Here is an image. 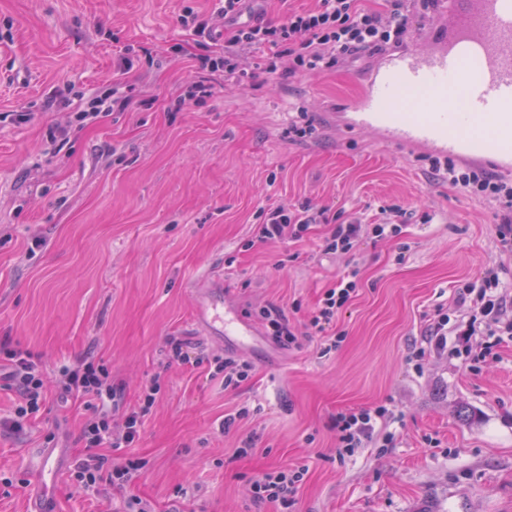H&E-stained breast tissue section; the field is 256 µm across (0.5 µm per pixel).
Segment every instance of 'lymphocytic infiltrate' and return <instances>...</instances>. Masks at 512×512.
<instances>
[{"instance_id":"1","label":"lymphocytic infiltrate","mask_w":512,"mask_h":512,"mask_svg":"<svg viewBox=\"0 0 512 512\" xmlns=\"http://www.w3.org/2000/svg\"><path fill=\"white\" fill-rule=\"evenodd\" d=\"M247 2L224 0L222 10L214 17L186 12L183 23L197 34L209 31L216 21L224 23L222 52L196 58L202 76L192 85L190 96H211L206 75L219 68L224 71L225 81L243 84L260 72L291 77L321 74L375 57L388 46L410 41L415 25L424 19V10L432 5V0H315L313 7L288 10L278 22L259 18L247 23L241 19ZM425 170L432 179L479 197L494 208L499 252L498 259L484 267L478 283L465 284L454 298L455 309L469 313L467 324L451 323L447 312L437 311L425 331L429 347L444 348L449 337L474 336L482 328L511 336L512 295L502 291L500 281L506 259L512 258V182L449 160H429ZM326 213L325 207L309 201L295 207L269 208L257 227L256 237L262 242L299 240L312 225L325 223L329 229L322 252L337 256L353 252L363 239L393 238L403 229V211L398 207L382 208L377 222L371 224L351 217L332 225ZM357 275L354 268L343 274L333 288L324 292L309 318L312 334L327 336L325 351L337 347V337L327 335L326 330L339 310L356 295ZM0 367L5 370L6 387L14 396L9 416L0 419V432L18 433L26 422L37 418L47 402L44 373L31 351L8 345L0 348ZM58 387L64 395L98 404L95 416L81 430L84 448L70 471L73 485L104 493L132 483L139 475V462L112 460L103 447L109 443L117 448L138 439L143 417L154 405L159 385L151 384L139 410L127 413L119 425L112 422V407L120 399L121 389L114 386L106 368L78 360L63 369ZM388 414V408L383 406L338 413V456L376 440ZM307 471L302 464L258 475L252 481L254 495L285 510L294 503Z\"/></svg>"}]
</instances>
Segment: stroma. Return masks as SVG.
<instances>
[{
	"label": "stroma",
	"instance_id": "stroma-1",
	"mask_svg": "<svg viewBox=\"0 0 512 512\" xmlns=\"http://www.w3.org/2000/svg\"><path fill=\"white\" fill-rule=\"evenodd\" d=\"M220 7L0 0V343L38 353L51 394L23 434L0 438V512H26L20 483L48 448L62 471L46 512H120L131 495L158 512L174 501L185 512H279L254 499L252 479L297 464L308 472L288 512H512V341L481 357L458 353L452 336L422 366L411 360L426 316L497 257L492 210L429 180L415 154L327 130L325 112L354 97L371 60L293 79L261 73L243 87L218 70L212 96L186 99L194 55L221 40L181 17ZM114 93L130 107L92 116ZM300 107L314 137L288 134ZM54 127L67 133L53 142ZM307 199L368 223L397 205L406 228L363 241L351 261L321 256L324 224L257 241L263 209ZM351 263L361 286L328 329L344 337L336 351L321 355L320 335L267 343L269 360L251 359L235 388L208 364L167 361L172 336L228 354L191 326L190 285L206 274L224 277L247 319L275 304L303 330ZM79 358L121 387L118 424L161 383L139 440L115 452L139 459L141 476L106 497L69 482L92 411L55 392L60 368ZM377 406L390 411L392 444L337 459L336 414Z\"/></svg>",
	"mask_w": 512,
	"mask_h": 512
}]
</instances>
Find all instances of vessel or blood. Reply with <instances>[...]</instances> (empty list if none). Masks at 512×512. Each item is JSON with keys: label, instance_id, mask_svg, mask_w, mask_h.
I'll return each mask as SVG.
<instances>
[{"label": "vessel or blood", "instance_id": "obj_1", "mask_svg": "<svg viewBox=\"0 0 512 512\" xmlns=\"http://www.w3.org/2000/svg\"><path fill=\"white\" fill-rule=\"evenodd\" d=\"M420 49L383 53L355 100L337 104L326 119L337 131L370 132L378 141L421 155L451 157L512 172V0H438L420 34ZM427 98L418 114L400 109L407 95ZM461 106L449 107V93ZM193 324L212 342L250 350L256 326L224 293V280L195 288ZM58 479L50 455L35 470L32 497Z\"/></svg>", "mask_w": 512, "mask_h": 512}]
</instances>
